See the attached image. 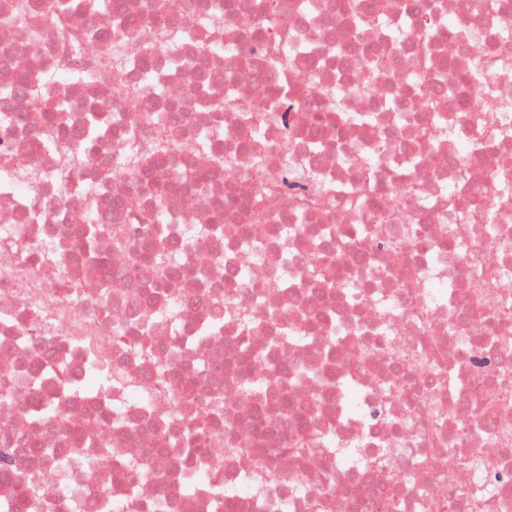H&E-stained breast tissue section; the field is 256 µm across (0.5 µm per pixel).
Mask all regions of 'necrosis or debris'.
<instances>
[{
    "mask_svg": "<svg viewBox=\"0 0 512 512\" xmlns=\"http://www.w3.org/2000/svg\"><path fill=\"white\" fill-rule=\"evenodd\" d=\"M165 0L169 34L130 40L73 12V52L54 20L32 37L0 26V86L38 65L74 78L42 94L68 104L67 141L31 88L0 96V378L45 372L35 394L0 405L23 475L0 482V512H129L109 496L110 463L137 472L141 503L165 512H512V0ZM111 55L96 86L76 75ZM480 58L478 77L464 76ZM234 90L236 110H201ZM279 94L284 119L252 109ZM107 120L95 150L79 132ZM180 127L174 164L143 168ZM72 159L78 182L57 171ZM206 174L157 199L175 168ZM309 186L291 196L282 168ZM164 236L170 279L101 237L96 265L70 255L91 216ZM148 329L151 355L116 343ZM203 341L223 370L195 376L221 393L247 452L211 440L205 463L174 447L178 396L159 377L173 348ZM302 365L285 401L257 408L234 367L244 352ZM357 401L346 411L340 383ZM51 403L34 422L32 400ZM82 432L68 466L30 461L27 443Z\"/></svg>",
    "mask_w": 512,
    "mask_h": 512,
    "instance_id": "4bbe7bcc",
    "label": "necrosis or debris"
}]
</instances>
